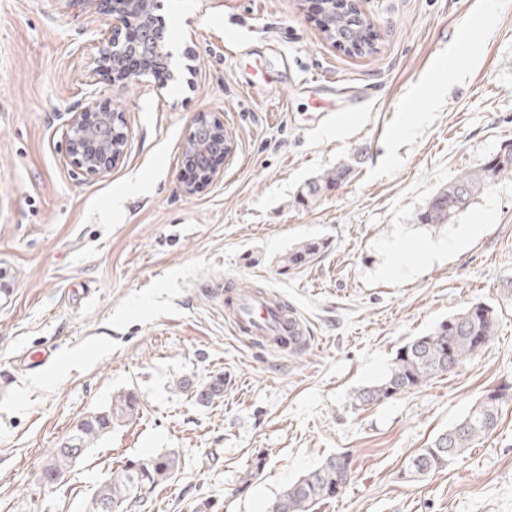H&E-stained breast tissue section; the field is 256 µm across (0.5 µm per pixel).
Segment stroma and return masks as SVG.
Masks as SVG:
<instances>
[{"mask_svg":"<svg viewBox=\"0 0 512 512\" xmlns=\"http://www.w3.org/2000/svg\"><path fill=\"white\" fill-rule=\"evenodd\" d=\"M315 2L159 0L183 74L116 87L91 75L107 0H0V512H81L121 462L171 450L180 471L142 512L205 499L266 512L333 455L352 479L317 512H512V180L452 223L417 220L433 192L512 144V0H357L374 46L362 55L325 38ZM89 101L129 134L94 179L63 148L68 112ZM322 103L339 122L322 121ZM202 115L234 150L189 195L182 151ZM353 154L346 183L299 203ZM468 225L478 232L458 247L424 253ZM308 240L323 250L284 266ZM229 278L281 295L307 346L285 358L233 334ZM474 302L496 312L488 345L423 387L356 401L400 347ZM217 375L224 396L208 405L178 387ZM495 389L506 396L488 438L403 479L417 449ZM123 390L137 414L46 485L50 450Z\"/></svg>","mask_w":512,"mask_h":512,"instance_id":"1","label":"stroma"}]
</instances>
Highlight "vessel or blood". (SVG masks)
Listing matches in <instances>:
<instances>
[{
	"mask_svg": "<svg viewBox=\"0 0 512 512\" xmlns=\"http://www.w3.org/2000/svg\"><path fill=\"white\" fill-rule=\"evenodd\" d=\"M224 314L234 334L256 346L284 351L294 347L295 334L302 329L297 312L279 296L226 281Z\"/></svg>",
	"mask_w": 512,
	"mask_h": 512,
	"instance_id": "1",
	"label": "vessel or blood"
}]
</instances>
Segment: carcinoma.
Listing matches in <instances>:
<instances>
[{
	"label": "carcinoma",
	"instance_id": "cac0c4a2",
	"mask_svg": "<svg viewBox=\"0 0 512 512\" xmlns=\"http://www.w3.org/2000/svg\"><path fill=\"white\" fill-rule=\"evenodd\" d=\"M323 22L327 39L340 40L349 46L361 42L367 28L361 13L338 11L331 4L327 5ZM356 164L358 160L353 155L308 182L302 190L303 200L317 202L325 190L349 180ZM502 179H512V144L504 146L480 170L466 172L436 190L420 210L419 222L434 227L451 223L467 203ZM324 247L325 243L319 241L302 242L288 253L284 262L290 268H300ZM494 324L495 313L490 306L472 303L462 308L439 322L431 332L401 347L385 378L359 391L356 399L366 404L390 399L426 384L437 375L453 372L491 341ZM179 387L191 391L198 403L209 404L223 396L224 377L217 376L200 385L183 378ZM503 398L504 394L497 390L485 394L465 417L411 455L405 474L413 478L434 474L465 449L491 435L499 423ZM138 409L137 396L128 390L114 395L108 406L82 417L65 440L51 450L42 470V480L49 484L63 479L94 442L112 432L115 425L136 415ZM343 461L341 456H332L299 477L270 503L268 512H312L315 505L336 497ZM179 466V455L174 451L128 459L99 486L86 503L84 512H132L142 507L143 490L171 480Z\"/></svg>",
	"mask_w": 512,
	"mask_h": 512
}]
</instances>
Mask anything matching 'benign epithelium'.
Wrapping results in <instances>:
<instances>
[{"label":"benign epithelium","mask_w":512,"mask_h":512,"mask_svg":"<svg viewBox=\"0 0 512 512\" xmlns=\"http://www.w3.org/2000/svg\"><path fill=\"white\" fill-rule=\"evenodd\" d=\"M128 0H111L112 32L102 40L98 55L94 58L92 74L108 80L114 86H124L131 79L148 72L147 58L137 51V46L155 36H162L154 24V18L143 19L144 28L131 42L121 40L122 31L135 17L127 6ZM142 62L138 67L128 68L121 73L112 69V54L117 48ZM66 153L72 166L87 178H96L112 169L126 154L128 134L117 112L103 111L89 102L69 112L66 121ZM224 135V126L216 120L200 117L190 131L186 145L190 149L205 148L201 140L209 135Z\"/></svg>","instance_id":"1"}]
</instances>
